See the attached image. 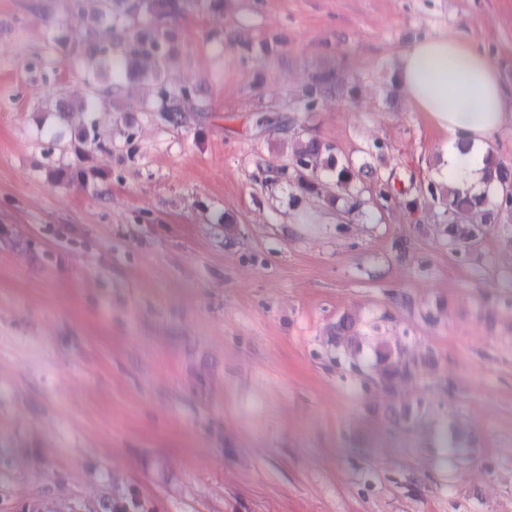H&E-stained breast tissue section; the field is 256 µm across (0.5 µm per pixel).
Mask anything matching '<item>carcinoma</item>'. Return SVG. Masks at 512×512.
Here are the masks:
<instances>
[{
    "instance_id": "carcinoma-1",
    "label": "carcinoma",
    "mask_w": 512,
    "mask_h": 512,
    "mask_svg": "<svg viewBox=\"0 0 512 512\" xmlns=\"http://www.w3.org/2000/svg\"><path fill=\"white\" fill-rule=\"evenodd\" d=\"M193 0H72V7L90 21L87 42L73 46L69 54L84 64L86 81L94 88L76 111L83 115L81 127L69 149L76 163L57 172L59 179L88 182L97 171L85 166L88 150L103 148L98 140L97 123L91 117L100 101V81L113 72H136L157 82L156 111L174 126L185 123V104L193 97L186 86H175L165 81L170 54L176 33L172 23L183 15ZM327 74L312 78L299 100L301 109L311 112L318 103ZM293 164L301 189L324 194L331 201L343 199L347 212L361 207V190L356 185L355 170L350 161L338 160L334 147L328 143L309 139L294 152ZM328 169L332 179L324 182L321 171ZM487 176L499 187L498 197L491 199L484 194H474L442 182L431 181L422 196L439 206L448 243L466 247L477 243L483 236L482 224H464L461 218L474 211L483 214V224L493 223L501 211L512 210V197L503 194L504 187L512 184V173L488 154ZM379 375L388 388H395L399 381L411 374L412 368L401 362L398 350L381 346L376 350Z\"/></svg>"
}]
</instances>
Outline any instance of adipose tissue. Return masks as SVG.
Returning <instances> with one entry per match:
<instances>
[{
	"label": "adipose tissue",
	"instance_id": "obj_1",
	"mask_svg": "<svg viewBox=\"0 0 512 512\" xmlns=\"http://www.w3.org/2000/svg\"><path fill=\"white\" fill-rule=\"evenodd\" d=\"M396 71L410 107L446 140V179L486 190L487 149L512 124V86L503 80L498 63L474 44L447 34L402 49Z\"/></svg>",
	"mask_w": 512,
	"mask_h": 512
}]
</instances>
